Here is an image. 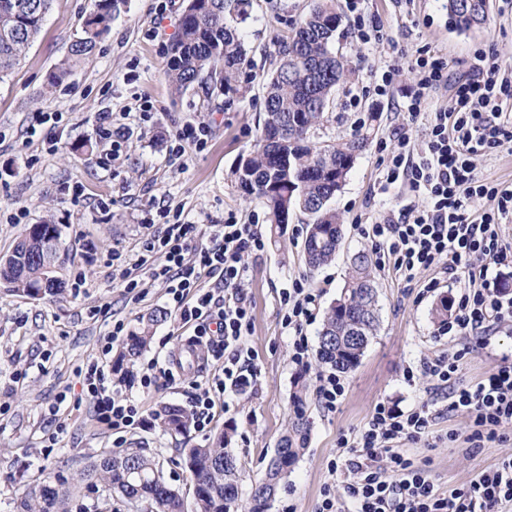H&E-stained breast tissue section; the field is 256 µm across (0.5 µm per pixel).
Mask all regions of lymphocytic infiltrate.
<instances>
[{
  "instance_id": "obj_1",
  "label": "lymphocytic infiltrate",
  "mask_w": 512,
  "mask_h": 512,
  "mask_svg": "<svg viewBox=\"0 0 512 512\" xmlns=\"http://www.w3.org/2000/svg\"><path fill=\"white\" fill-rule=\"evenodd\" d=\"M410 67L415 74L404 110L417 117L424 103L443 86L452 93L446 108L431 113L422 147L411 144L406 126L393 128L380 151L387 164L380 181L382 193L407 186L412 200L397 215L376 224L359 225L371 246L376 264L405 281L421 270L431 279L423 286L432 292L439 275L460 282L455 310L440 324L441 336L487 333L512 322V295L502 291L494 269L512 265V246L502 235L501 220L512 215V183L482 179L473 163L512 144V113L503 104L512 99V71L502 69L494 51H476L469 74L448 81V59L421 47ZM487 198L496 209L472 215V199ZM193 224H139L142 262L152 280L165 288L175 319L184 329L185 344L204 348L218 372L206 385H195L188 409L198 430L214 418L215 395L237 394L252 385L255 364L245 346L252 330L251 305L243 294L248 280L247 257L266 247L260 225L239 223L228 216L211 225L206 241H199ZM162 255L154 263V255ZM214 286H206V279ZM320 299L304 281H292L281 301L286 308L282 325L288 333L295 363H306L311 324ZM471 352L463 346L453 355L421 360L405 368L406 383L426 378L428 397L403 411L387 401L375 404L366 425L337 445L346 455L332 462L331 471L343 475V493L324 486L316 512H506L512 506V359L487 376L464 381L462 372ZM81 391L97 420L113 434L114 447H123L126 433L145 426L147 417L136 400L118 395L102 362L79 372ZM463 413L468 420L465 438L448 433V441L464 440L468 449L489 444L506 453L470 483L443 493L430 473L402 451V442L429 437L440 411Z\"/></svg>"
}]
</instances>
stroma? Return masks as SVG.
I'll return each instance as SVG.
<instances>
[{"label":"stroma","instance_id":"1","mask_svg":"<svg viewBox=\"0 0 512 512\" xmlns=\"http://www.w3.org/2000/svg\"><path fill=\"white\" fill-rule=\"evenodd\" d=\"M445 2L366 0V19L380 23L386 36L383 42L364 45L353 36L354 18L346 0H336L343 34L335 50L350 58L356 70L330 100L325 135L349 137L370 125V113L379 115L368 147L331 202L343 223L336 259L309 270L303 254L306 217L292 212L279 242L267 243L264 251L247 259L244 292L253 311V330L246 345L256 365L252 387L234 396L230 406L216 404L209 433L175 435L152 423L126 434L127 447L143 449L160 461L168 484L184 499V512H194L186 448L211 443L215 434L232 430L240 495L248 497L290 429L292 396L300 383L306 387L309 423L305 451L279 486L270 512H315L325 483L332 480L329 466L340 453L338 437L361 429L378 401L413 408L427 384H407L404 369L424 358L453 354L465 344V337L435 334L436 309L441 300L454 299L457 283L442 281L423 297L419 291L429 272L417 273L409 283L369 265L367 273L377 290V332L358 366L344 374L346 395L335 411H324L316 399L317 377L325 371L315 355L318 332L352 273L354 255L370 250L357 227L402 205L399 197L379 190L385 154L378 144L408 121L415 141L425 136V119L410 121L401 109L414 83L409 62L418 48L429 46L447 56L450 76L458 79L467 74L476 50L491 48L504 66L512 67V13L501 12L500 0H489L486 24L467 31L450 26ZM95 3L53 0L41 33L0 80V256L12 251L29 226L51 221L61 232L66 283L62 295L39 299L0 286V512H17L27 492L46 481L68 492L70 512H96L103 492L79 475L100 454L112 452V435L96 423L91 403L81 399L77 371L99 358L114 368L123 342L108 338L113 321H125L132 331L166 304L158 283L147 284L142 298L131 300L113 280L111 268L88 260L85 251L116 249L128 266H135L137 224L166 211L202 228L223 223L231 214L243 224H266L265 207L243 196L232 171L256 139L276 41L291 32L314 0H250L249 17L241 26L247 57L237 76V92L210 95L200 85L177 98L163 66L187 0H123L92 52L73 64L64 82L50 85V74L81 35ZM393 65L400 68L393 91L378 94L376 84ZM46 112L61 113L57 128L43 124ZM105 114L111 115L122 141L120 152H113L110 141L96 132ZM199 122L211 127L207 144H188L181 155H173L172 133ZM78 276L85 280L80 289L72 286ZM296 279L321 292L315 318L306 328L311 353L303 365L292 361L282 327L280 293ZM179 334L174 317L159 323L149 347L126 363L127 375L117 384L146 414L167 403L185 405L194 383L206 382L215 371L206 364L189 366L180 383L141 389L146 362L177 356ZM504 356L512 357V325L507 324L492 334L488 347L471 354L464 379L488 374ZM62 394L67 397L63 403L58 400ZM451 431L466 433L463 415L444 414L433 437L404 446L444 492L469 483L504 454L495 444L468 453L461 443L445 441ZM54 432L59 443L46 450L44 440Z\"/></svg>","mask_w":512,"mask_h":512}]
</instances>
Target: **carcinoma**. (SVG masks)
Instances as JSON below:
<instances>
[{"label": "carcinoma", "mask_w": 512, "mask_h": 512, "mask_svg": "<svg viewBox=\"0 0 512 512\" xmlns=\"http://www.w3.org/2000/svg\"><path fill=\"white\" fill-rule=\"evenodd\" d=\"M52 0H0V79L25 52L39 33ZM122 0H98L85 22V36L73 41L67 61L88 54L109 29L112 15ZM246 0H187L179 33L172 43L165 74L172 93L181 95L205 83L210 94L237 91L236 76L245 62L244 37L227 21L234 12L245 21ZM454 24L469 29L467 15L488 12V0H447ZM342 16L335 0H316L310 13L294 32L278 42L277 61L266 84L265 118L249 153L241 156L233 171L243 194L261 201L267 210L271 237L290 212L299 209L307 217L304 241L307 265L317 269L336 256L341 241L340 218L330 207L347 174L368 143V134L319 140L327 121L325 111L336 87L346 82L353 68L336 55V33ZM40 240L51 256L59 255L57 225H37ZM23 235L12 252L0 256V283L9 291L28 296L39 280L32 275L43 269L41 259L27 247ZM369 260L359 253L353 272L330 305L318 333V360L346 373L359 363L378 326L376 292L366 268ZM166 319L156 310L131 334L115 371L125 360L138 357L149 345L154 327ZM163 430L184 434L193 424L182 407L166 404L155 413ZM307 435L301 392L293 396L291 430L281 439L282 458H270L264 477L252 488L248 512H269L280 483L299 460ZM231 437L224 431L212 443L185 449L191 482L197 487L196 512H238V462L228 448ZM84 478L107 492L105 510L112 499L148 503L150 512H182L181 495L165 481L158 465L138 450L107 453L92 463ZM18 512H69L65 494L46 482L21 500Z\"/></svg>", "instance_id": "carcinoma-1"}]
</instances>
